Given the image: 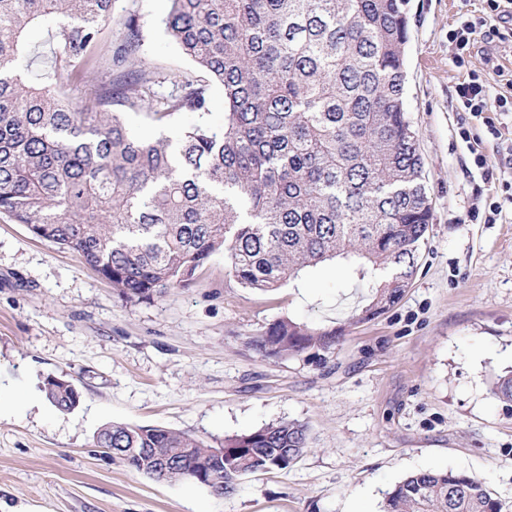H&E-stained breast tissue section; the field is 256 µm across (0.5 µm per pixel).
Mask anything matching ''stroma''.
Wrapping results in <instances>:
<instances>
[{
	"label": "stroma",
	"instance_id": "obj_1",
	"mask_svg": "<svg viewBox=\"0 0 512 512\" xmlns=\"http://www.w3.org/2000/svg\"><path fill=\"white\" fill-rule=\"evenodd\" d=\"M479 0H408L405 107L417 132L433 219L403 300L369 323L348 324L369 290L321 265L272 293L241 287L223 254L188 287L123 300L80 257L0 213V512H380L384 494L426 469L476 475L512 512V410L491 395L512 370V113L498 135L476 130L501 173L486 181L460 136L458 71L448 30ZM168 0H116L102 45L132 12L148 20L145 55L161 70L192 71L166 37ZM471 66L498 92L512 43H478ZM224 124L212 91L206 116L159 126L128 111L148 138L199 119ZM496 201L503 220L473 219ZM344 327L335 350L279 362L247 345L278 319ZM70 380L78 406L56 409L48 378ZM280 420L309 427L290 469L244 478L217 497L197 483L157 482L95 447L112 423L163 426L206 439Z\"/></svg>",
	"mask_w": 512,
	"mask_h": 512
}]
</instances>
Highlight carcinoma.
Wrapping results in <instances>:
<instances>
[{
  "label": "carcinoma",
  "instance_id": "1",
  "mask_svg": "<svg viewBox=\"0 0 512 512\" xmlns=\"http://www.w3.org/2000/svg\"><path fill=\"white\" fill-rule=\"evenodd\" d=\"M165 32L196 69L145 63L147 21L131 14L96 53L114 0H0V212L76 253L130 302L186 287L217 252L245 288L273 292L306 268L347 260L372 300L356 323L404 297L432 209L416 131L404 108L407 0H168ZM40 28L45 39L29 40ZM100 74L81 105L54 91L64 76ZM224 94V127L201 122L144 141L121 120L159 125L209 113ZM342 328L281 319L248 345L280 361L328 352ZM66 411L76 390L47 381ZM493 395L512 404V372ZM98 448H133L121 462L219 496L253 474L288 470L310 448L306 424L279 421L213 445L163 426L112 423ZM464 471L407 475L383 512H502Z\"/></svg>",
  "mask_w": 512,
  "mask_h": 512
}]
</instances>
